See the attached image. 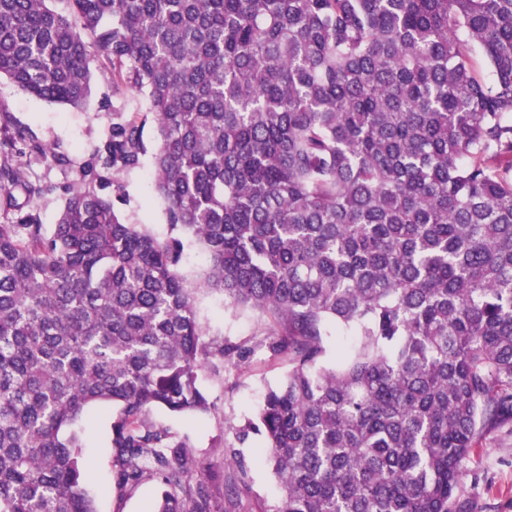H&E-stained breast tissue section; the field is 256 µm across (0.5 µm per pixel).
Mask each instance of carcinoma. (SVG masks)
Instances as JSON below:
<instances>
[{
	"instance_id": "1",
	"label": "carcinoma",
	"mask_w": 512,
	"mask_h": 512,
	"mask_svg": "<svg viewBox=\"0 0 512 512\" xmlns=\"http://www.w3.org/2000/svg\"><path fill=\"white\" fill-rule=\"evenodd\" d=\"M0 0V78L79 106L93 71L147 97L99 161L147 152L169 235L90 186L58 224L33 203L0 109V512H98L89 409L121 492L211 512L187 438L199 375L251 349L203 339L184 241L230 308L273 318L288 373L253 419L282 486L273 512H469L463 459L512 421V0ZM481 56L484 79L474 65ZM359 337L324 362L331 333ZM209 266V256L205 248L193 241H187L181 270L186 276L189 288H199Z\"/></svg>"
}]
</instances>
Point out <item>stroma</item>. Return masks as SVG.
<instances>
[{"label":"stroma","instance_id":"obj_1","mask_svg":"<svg viewBox=\"0 0 512 512\" xmlns=\"http://www.w3.org/2000/svg\"><path fill=\"white\" fill-rule=\"evenodd\" d=\"M143 105L142 93L129 87H114L112 67L108 64L95 69L90 96L79 108L46 103L10 81L0 80V108L9 112L15 131L69 158L68 164L62 165L34 156L24 166L26 178L52 187L50 193L34 203L42 224H56L66 188L86 184V170L97 166L98 154L113 122L130 118ZM154 181L153 159L148 156L138 169L129 173L102 171L95 188L111 200L120 219L147 225L163 239L168 235L167 216ZM208 266L205 248L187 242L181 270L188 287L197 291L196 311L204 333L210 339L224 338L245 345L252 353L239 367L201 374L200 388L212 403L208 413L181 416L159 410L154 417L173 435L189 438L194 444V469L205 478L223 480L229 490L223 512H273L281 498V487L271 465L260 453L263 439L257 434L238 439L233 427L253 417L267 386L286 376L288 358L272 354L265 347L267 317L246 307H226L222 293L201 289ZM91 414L94 423L84 432L83 453L88 484L98 496L99 512H151L154 484H145L124 496L115 487L107 444L110 408L100 405ZM230 455L246 464L245 489L237 487L243 477L237 468L224 462ZM461 472L458 495L468 502L470 512H512V423L488 434L481 446L463 460Z\"/></svg>","mask_w":512,"mask_h":512}]
</instances>
